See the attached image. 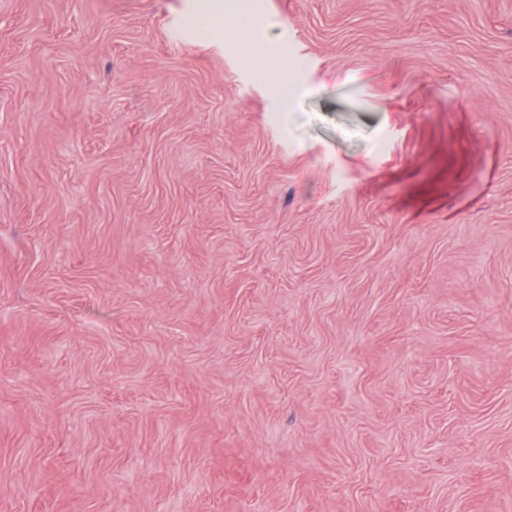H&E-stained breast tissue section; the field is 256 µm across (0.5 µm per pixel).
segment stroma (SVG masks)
<instances>
[{
  "label": "stroma",
  "mask_w": 512,
  "mask_h": 512,
  "mask_svg": "<svg viewBox=\"0 0 512 512\" xmlns=\"http://www.w3.org/2000/svg\"><path fill=\"white\" fill-rule=\"evenodd\" d=\"M254 2L0 0V512H512V0ZM207 3L197 7L188 17L199 31L214 37H224V29L246 30L254 20V12L248 0H239L231 12L224 14L223 0H202Z\"/></svg>",
  "instance_id": "stroma-1"
}]
</instances>
